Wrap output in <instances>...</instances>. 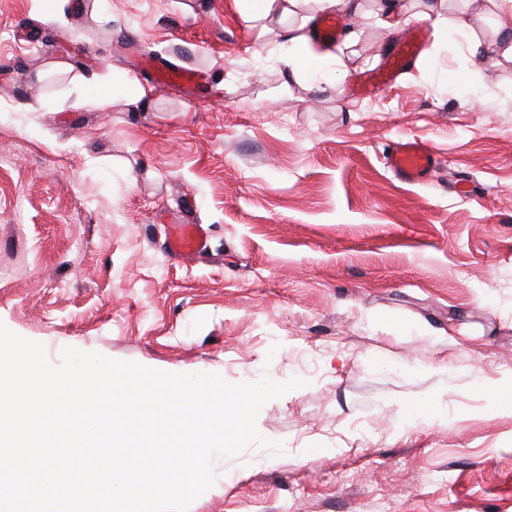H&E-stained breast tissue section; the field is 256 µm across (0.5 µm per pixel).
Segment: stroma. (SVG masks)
<instances>
[{
    "label": "stroma",
    "instance_id": "obj_1",
    "mask_svg": "<svg viewBox=\"0 0 512 512\" xmlns=\"http://www.w3.org/2000/svg\"><path fill=\"white\" fill-rule=\"evenodd\" d=\"M360 2L356 43L299 78L279 32L300 16L248 0H0V323L54 365L305 381L257 418L282 454L216 457L189 512H512V60L432 36L352 95L431 27L426 0L392 28ZM442 10L489 44L512 26L487 0ZM146 53L201 86L155 85ZM413 136L440 163L408 184L385 154ZM168 224L206 225L205 252L169 258ZM421 51L420 34L416 31L409 33L400 42L385 68L371 73L366 78V83L373 89L396 83L398 77L416 61Z\"/></svg>",
    "mask_w": 512,
    "mask_h": 512
}]
</instances>
